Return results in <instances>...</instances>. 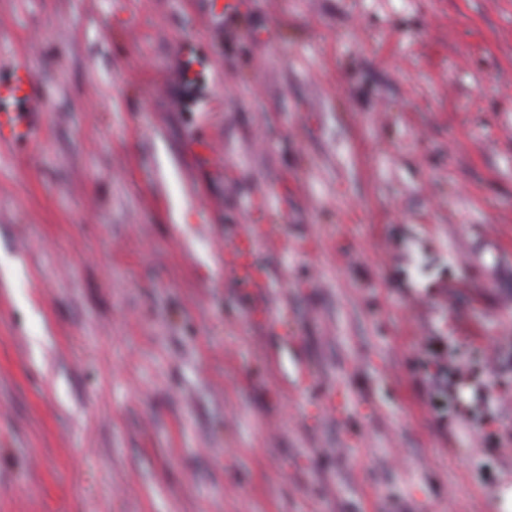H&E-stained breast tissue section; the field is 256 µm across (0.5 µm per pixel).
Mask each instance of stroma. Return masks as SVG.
Listing matches in <instances>:
<instances>
[{"instance_id": "1", "label": "stroma", "mask_w": 512, "mask_h": 512, "mask_svg": "<svg viewBox=\"0 0 512 512\" xmlns=\"http://www.w3.org/2000/svg\"><path fill=\"white\" fill-rule=\"evenodd\" d=\"M209 4L0 0V512H491L512 0ZM21 99L25 110L31 116L44 112L43 98L37 82L27 67L20 61L14 63V75L11 82L0 84V98ZM0 141L13 142L20 138H27L31 135V128L29 125L18 126L14 124L12 115L14 112L1 110L0 111ZM250 237L251 233L248 232L239 239L236 250L243 258L237 264H233L230 274L236 283L251 286L257 291L262 292L264 288H267L269 277L266 273L257 271L247 259L250 252Z\"/></svg>"}]
</instances>
